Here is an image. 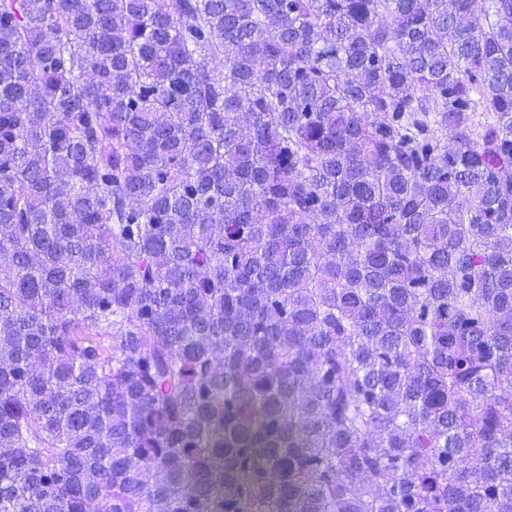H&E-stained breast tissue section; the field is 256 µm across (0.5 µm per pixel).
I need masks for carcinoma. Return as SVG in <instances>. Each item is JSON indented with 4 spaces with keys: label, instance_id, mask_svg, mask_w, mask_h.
<instances>
[{
    "label": "carcinoma",
    "instance_id": "carcinoma-1",
    "mask_svg": "<svg viewBox=\"0 0 512 512\" xmlns=\"http://www.w3.org/2000/svg\"><path fill=\"white\" fill-rule=\"evenodd\" d=\"M91 508L512 512V0H0V512Z\"/></svg>",
    "mask_w": 512,
    "mask_h": 512
}]
</instances>
